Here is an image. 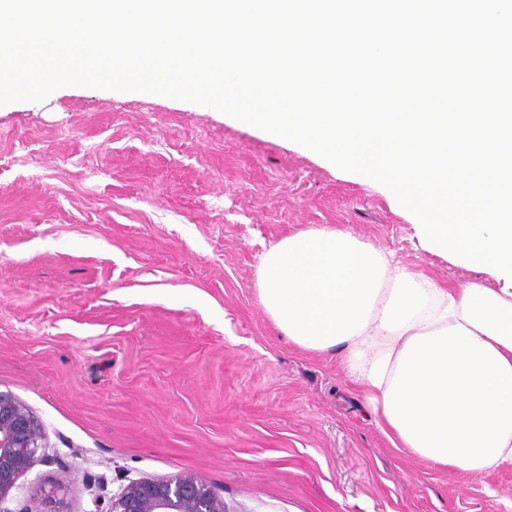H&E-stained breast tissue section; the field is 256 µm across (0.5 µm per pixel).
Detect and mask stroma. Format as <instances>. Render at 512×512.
<instances>
[{
    "label": "stroma",
    "mask_w": 512,
    "mask_h": 512,
    "mask_svg": "<svg viewBox=\"0 0 512 512\" xmlns=\"http://www.w3.org/2000/svg\"><path fill=\"white\" fill-rule=\"evenodd\" d=\"M386 188L163 96L64 87L0 106V391L49 460L8 506L69 512L193 473L224 512H512V469L393 447L337 352L259 304L262 253L336 228L439 284L487 274L422 250Z\"/></svg>",
    "instance_id": "obj_1"
}]
</instances>
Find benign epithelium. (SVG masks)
Listing matches in <instances>:
<instances>
[{"label": "benign epithelium", "instance_id": "7a95c632", "mask_svg": "<svg viewBox=\"0 0 512 512\" xmlns=\"http://www.w3.org/2000/svg\"><path fill=\"white\" fill-rule=\"evenodd\" d=\"M47 459L43 422L0 392V512H10L4 503L18 480ZM94 503V512H224V502L192 474L132 481Z\"/></svg>", "mask_w": 512, "mask_h": 512}]
</instances>
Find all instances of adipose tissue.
<instances>
[{"label":"adipose tissue","mask_w":512,"mask_h":512,"mask_svg":"<svg viewBox=\"0 0 512 512\" xmlns=\"http://www.w3.org/2000/svg\"><path fill=\"white\" fill-rule=\"evenodd\" d=\"M257 294L293 344L342 348L393 447L439 467L512 468L511 295L439 285L329 228L270 247Z\"/></svg>","instance_id":"ef3b65f1"}]
</instances>
